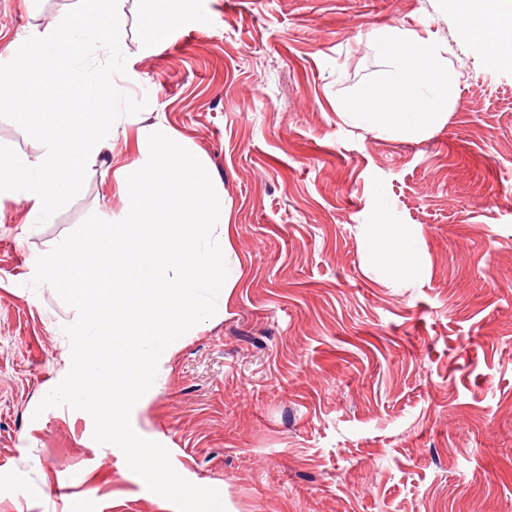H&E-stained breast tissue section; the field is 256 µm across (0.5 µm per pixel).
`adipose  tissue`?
<instances>
[{
	"mask_svg": "<svg viewBox=\"0 0 512 512\" xmlns=\"http://www.w3.org/2000/svg\"><path fill=\"white\" fill-rule=\"evenodd\" d=\"M460 38L479 49L489 66L503 63V45L512 42V0H483L481 11L459 29ZM392 58L379 80V109L364 104L345 107V120L408 137L427 132L445 122L452 76L438 49L408 31L391 29L380 36ZM372 247L371 264L384 278L407 280L422 271L421 254L400 225L379 221L366 227Z\"/></svg>",
	"mask_w": 512,
	"mask_h": 512,
	"instance_id": "obj_1",
	"label": "adipose tissue"
}]
</instances>
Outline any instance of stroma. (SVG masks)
I'll return each mask as SVG.
<instances>
[{
	"label": "stroma",
	"mask_w": 512,
	"mask_h": 512,
	"mask_svg": "<svg viewBox=\"0 0 512 512\" xmlns=\"http://www.w3.org/2000/svg\"><path fill=\"white\" fill-rule=\"evenodd\" d=\"M76 3L0 0V60ZM126 15L118 88L148 107L53 223L0 200V512H175L88 413L37 412L77 313L29 286L89 215L123 217L116 173L156 121L223 188L236 272L133 409L174 469L227 512H512V44L488 67L454 0H198L149 56L144 0ZM396 27L453 75L447 122L418 138L340 116ZM383 215L419 242L413 283L371 268Z\"/></svg>",
	"instance_id": "1"
}]
</instances>
